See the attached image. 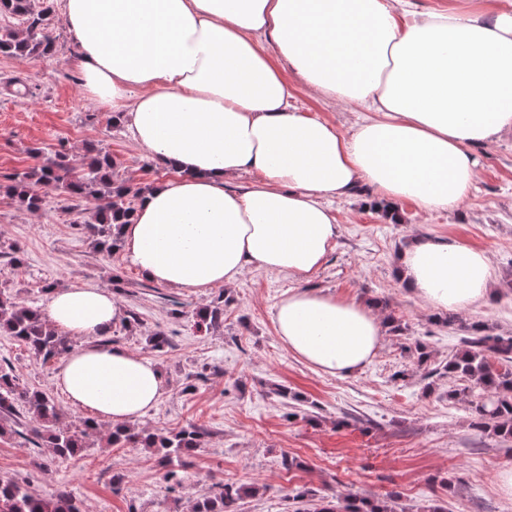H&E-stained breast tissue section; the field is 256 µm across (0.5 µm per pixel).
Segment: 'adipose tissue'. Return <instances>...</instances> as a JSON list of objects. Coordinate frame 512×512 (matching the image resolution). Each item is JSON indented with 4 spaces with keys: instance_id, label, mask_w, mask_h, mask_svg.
<instances>
[{
    "instance_id": "1",
    "label": "adipose tissue",
    "mask_w": 512,
    "mask_h": 512,
    "mask_svg": "<svg viewBox=\"0 0 512 512\" xmlns=\"http://www.w3.org/2000/svg\"><path fill=\"white\" fill-rule=\"evenodd\" d=\"M83 95L128 121L134 140L176 177L140 194L123 227L128 260L148 281L229 288L249 266L300 280L337 236L326 205L371 193L426 211L469 195L474 147L512 132V8L455 0H63ZM356 106L350 134L293 105L278 67ZM254 171L258 180L232 181ZM408 291L437 310L468 311L495 294L482 251L417 235L398 256ZM122 317L110 291L53 289L46 318L88 343L57 384L101 424L137 425L164 392L153 363L98 344ZM279 339L323 372L363 369L381 318L303 287L275 312Z\"/></svg>"
}]
</instances>
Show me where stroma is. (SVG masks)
I'll return each instance as SVG.
<instances>
[{"label": "stroma", "mask_w": 512, "mask_h": 512, "mask_svg": "<svg viewBox=\"0 0 512 512\" xmlns=\"http://www.w3.org/2000/svg\"><path fill=\"white\" fill-rule=\"evenodd\" d=\"M51 55L31 62L0 54V291L46 309L44 288L95 283L114 289L123 311L138 325L115 323L117 346L150 360L165 391L139 421L140 427L173 430L195 424L205 430L201 448L178 469L170 486L154 451L98 444L73 458H60L16 433L0 436V477L16 479L35 494L70 492L84 512H192L210 485L224 481L257 486L240 512H309L293 501L294 490L343 502L349 496L395 495L402 512H512V496L498 487V472L512 466V441L475 428L470 398L451 400L463 388L440 368L460 349L461 326L482 323L512 335V135L475 148L478 160L471 193L452 211L428 212L404 201L401 223L382 207L357 196L329 203L338 236L323 267L307 287L341 298L380 303L382 315L401 323L385 332L372 361L338 377L294 356L274 323L277 303L296 288L288 275L247 267L235 286L193 293L144 280L124 250L96 252L81 228L94 199L73 205L68 196H47L31 212L6 188L14 174L35 165L36 155L66 149L73 167L87 144L112 155L114 178L139 188L174 179V172L134 141L125 122L87 100L74 65L75 44L59 7H52ZM300 111L349 133L358 115L334 98L309 90L288 74ZM425 233L486 252L496 294L468 312L443 313L412 296L400 282L398 253L413 234ZM21 254L22 266L11 262ZM229 298L216 326L199 331L193 316L217 297ZM165 331L171 345L153 350L148 336ZM431 354L419 363L416 343ZM21 384L55 397L61 423L79 425L75 409L55 384L59 361L42 362L13 337L0 334V364ZM193 391H185V384ZM286 385L287 397L273 393ZM294 460L284 468L283 457ZM125 481L114 489L113 474Z\"/></svg>", "instance_id": "35a3bbf8"}]
</instances>
